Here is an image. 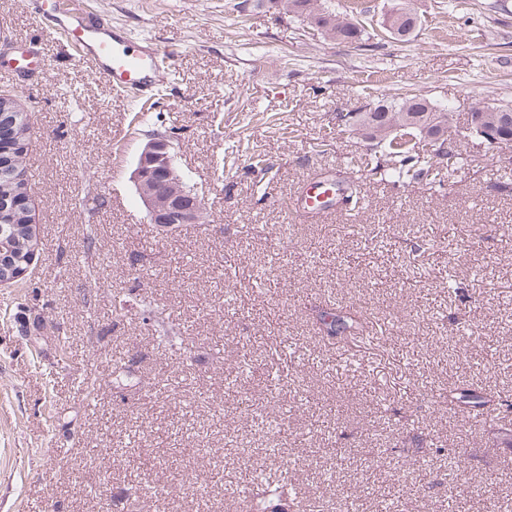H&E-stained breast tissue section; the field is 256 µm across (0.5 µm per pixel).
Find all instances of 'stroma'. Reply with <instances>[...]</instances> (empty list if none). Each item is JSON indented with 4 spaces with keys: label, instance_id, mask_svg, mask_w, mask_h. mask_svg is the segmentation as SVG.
Returning <instances> with one entry per match:
<instances>
[{
    "label": "stroma",
    "instance_id": "stroma-1",
    "mask_svg": "<svg viewBox=\"0 0 512 512\" xmlns=\"http://www.w3.org/2000/svg\"><path fill=\"white\" fill-rule=\"evenodd\" d=\"M87 2L171 54L141 105L41 32L23 0H0V56L33 44L42 56L37 72L0 80L30 114L24 166L40 238L24 278L0 287V512H131L148 486L187 469L204 495L142 512H226L242 447L267 474L291 466L323 512H382L383 494L414 512L407 487L422 484L416 456L431 444L442 475L456 469L448 449L468 452L432 512H512V451L488 455V426L439 398L453 377L512 395V151L471 145V166L434 191L367 182L351 216L293 224L287 211L315 174L354 172L364 147L336 115L365 96L418 94L460 119L480 100L512 102V0H410L420 23L408 42L363 46L254 0ZM157 135L205 195L202 222L172 236L132 180ZM145 296L190 358L158 344ZM317 305L363 309L374 342L360 369L348 346L318 335ZM37 320L57 339L29 333ZM241 349L253 366L242 394L227 389ZM118 365L131 383H113ZM261 404L288 432L282 461L266 459L274 436L247 413ZM315 467L335 470V490L309 483Z\"/></svg>",
    "mask_w": 512,
    "mask_h": 512
}]
</instances>
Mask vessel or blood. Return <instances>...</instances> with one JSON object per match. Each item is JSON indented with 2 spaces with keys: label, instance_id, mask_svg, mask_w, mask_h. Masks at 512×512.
Instances as JSON below:
<instances>
[{
  "label": "vessel or blood",
  "instance_id": "1",
  "mask_svg": "<svg viewBox=\"0 0 512 512\" xmlns=\"http://www.w3.org/2000/svg\"><path fill=\"white\" fill-rule=\"evenodd\" d=\"M74 0H25L24 7L35 23L49 30L90 60L112 88L139 101L154 97L157 77L170 52L148 38L132 39L124 28L74 7ZM332 185L313 179L297 197L298 208L319 210Z\"/></svg>",
  "mask_w": 512,
  "mask_h": 512
}]
</instances>
